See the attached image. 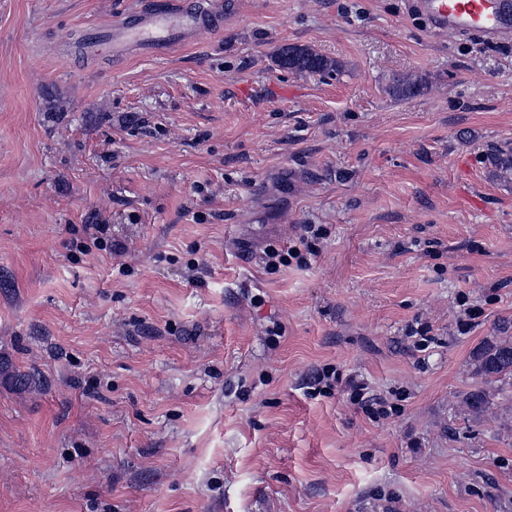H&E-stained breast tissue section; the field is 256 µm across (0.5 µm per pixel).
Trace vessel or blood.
Wrapping results in <instances>:
<instances>
[{"label": "vessel or blood", "instance_id": "vessel-or-blood-1", "mask_svg": "<svg viewBox=\"0 0 512 512\" xmlns=\"http://www.w3.org/2000/svg\"><path fill=\"white\" fill-rule=\"evenodd\" d=\"M414 6L435 32L492 43L512 39V0H415ZM223 22L207 0H149L86 35L82 48L91 58L105 46L116 59L133 53L163 57L192 37L220 32Z\"/></svg>", "mask_w": 512, "mask_h": 512}]
</instances>
